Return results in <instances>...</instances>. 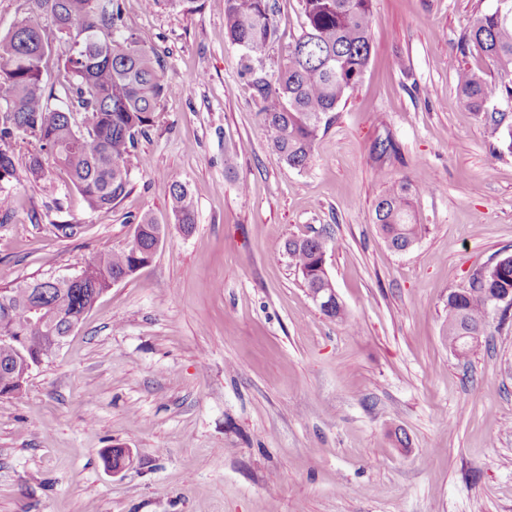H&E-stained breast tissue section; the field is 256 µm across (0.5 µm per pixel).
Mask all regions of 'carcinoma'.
<instances>
[{
  "label": "carcinoma",
  "instance_id": "cac0c4a2",
  "mask_svg": "<svg viewBox=\"0 0 512 512\" xmlns=\"http://www.w3.org/2000/svg\"><path fill=\"white\" fill-rule=\"evenodd\" d=\"M31 16L0 33V210L11 208L5 192L16 175L10 143L30 138L38 150L26 165L29 179L46 178L45 160L65 170L70 184L92 209H110L128 193L137 136L153 125L167 85L160 56L141 46L125 27L121 0H29ZM304 25L288 62L267 76L246 67L264 101L261 128L278 157L302 169L313 158L328 114L360 83L371 55L373 0H300ZM50 17L54 31L37 16ZM229 40L247 58L262 57L279 38L270 0H224ZM62 42L59 87L44 82L46 59ZM462 52L488 62L489 72L464 67L457 86L464 106L501 131L512 152V124L505 114L485 112L498 98L512 100V0L503 9L477 16L464 34ZM422 188L408 181L391 185L375 205V223L385 242L415 243L424 226L414 212ZM170 211L181 231L196 224V206L186 184L169 188ZM165 228L150 215L136 222L133 240L122 251H105L57 284L48 278L0 289V330L23 337L17 347L0 342V396L19 397L28 381V362L49 359L54 350L45 337L82 322L86 310L118 278L127 279L147 264ZM285 253L301 273L306 288H331L325 270L327 239L321 233L289 239ZM51 306L41 329L29 326L27 303L34 295ZM512 296V254L492 265L486 276L475 273L469 288L448 294V346L470 352L467 336L485 335L492 299Z\"/></svg>",
  "mask_w": 512,
  "mask_h": 512
}]
</instances>
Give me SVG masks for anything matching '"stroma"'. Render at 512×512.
<instances>
[{
    "label": "stroma",
    "mask_w": 512,
    "mask_h": 512,
    "mask_svg": "<svg viewBox=\"0 0 512 512\" xmlns=\"http://www.w3.org/2000/svg\"><path fill=\"white\" fill-rule=\"evenodd\" d=\"M201 2L121 0L168 88L119 204L90 209L54 166L29 180L36 144H11L0 288L125 249L144 214L166 235L21 397H0V512H512V313L493 314L464 357L443 334L449 292L512 254V153L456 82L485 69L460 39L497 0H374L364 76L300 171L261 131L224 0ZM270 2L269 73L303 24L300 0ZM387 139L395 153L378 154ZM175 180L196 202L188 234L168 208ZM400 180L424 188L425 231L398 253L374 208ZM321 230L346 324L319 311L284 252ZM113 447L134 458L118 474L102 456Z\"/></svg>",
    "instance_id": "stroma-1"
}]
</instances>
